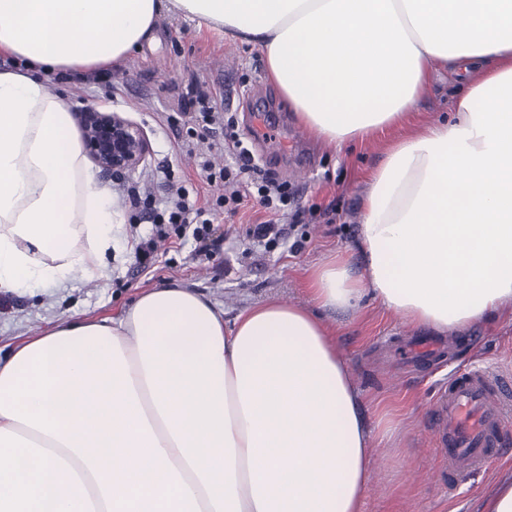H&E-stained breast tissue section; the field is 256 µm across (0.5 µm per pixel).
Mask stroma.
Listing matches in <instances>:
<instances>
[{"mask_svg": "<svg viewBox=\"0 0 512 512\" xmlns=\"http://www.w3.org/2000/svg\"><path fill=\"white\" fill-rule=\"evenodd\" d=\"M265 72L264 58L250 45L198 31L191 21L164 15L157 21L153 42L133 51L118 69L89 81L47 76L48 90L70 93L78 110L119 112L138 124L151 153L145 165L123 177L97 175L110 187L125 229L113 242L109 277L92 280L79 275L60 288L39 285L23 293L0 292L1 347L76 315H115L141 290L161 286L193 289L223 306L230 320L271 298L310 306L305 291L310 269L335 251L358 253L366 178L382 162L387 142L447 115L453 84L447 74L435 73L405 129H389L334 151L294 122ZM195 76L208 82L225 113L235 120L236 138L224 143L225 163H234L242 147L261 170L287 182L302 213L293 231L305 239L301 251L284 245L268 251L254 246L246 230L263 215L247 206L234 221H215L212 259L200 256L187 237L175 240L169 252L157 254L150 269L138 272L132 236L148 233L151 225L136 221L121 190L149 181L161 167L178 177L193 172V163L177 149V136L167 118L178 112ZM321 316L335 334L336 348L357 381L365 407L390 409L399 422L397 447L373 444L364 512H478L503 465L512 462V422L497 456L466 478L452 497L447 463L431 431L433 397L452 373L472 367L512 372V322L493 318L465 332L441 336L411 325L369 297L357 310H325Z\"/></svg>", "mask_w": 512, "mask_h": 512, "instance_id": "obj_1", "label": "stroma"}]
</instances>
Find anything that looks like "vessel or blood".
Returning a JSON list of instances; mask_svg holds the SVG:
<instances>
[{
    "instance_id": "vessel-or-blood-1",
    "label": "vessel or blood",
    "mask_w": 512,
    "mask_h": 512,
    "mask_svg": "<svg viewBox=\"0 0 512 512\" xmlns=\"http://www.w3.org/2000/svg\"><path fill=\"white\" fill-rule=\"evenodd\" d=\"M433 410L434 441L448 463L453 489L497 454L512 413V374L461 373L438 394Z\"/></svg>"
}]
</instances>
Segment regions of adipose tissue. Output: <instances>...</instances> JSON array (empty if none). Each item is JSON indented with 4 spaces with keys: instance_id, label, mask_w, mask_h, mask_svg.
<instances>
[{
    "instance_id": "adipose-tissue-1",
    "label": "adipose tissue",
    "mask_w": 512,
    "mask_h": 512,
    "mask_svg": "<svg viewBox=\"0 0 512 512\" xmlns=\"http://www.w3.org/2000/svg\"><path fill=\"white\" fill-rule=\"evenodd\" d=\"M261 50L326 146L403 125L434 67L452 114L369 172L359 268L308 276L225 322L193 289L147 288L0 356V512H363L374 438L322 309L386 310L441 334L512 320V0H0V292L107 275L122 232L46 75L117 68L161 14Z\"/></svg>"
}]
</instances>
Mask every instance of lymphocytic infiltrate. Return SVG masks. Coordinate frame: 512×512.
Returning <instances> with one entry per match:
<instances>
[{
	"label": "lymphocytic infiltrate",
	"mask_w": 512,
	"mask_h": 512,
	"mask_svg": "<svg viewBox=\"0 0 512 512\" xmlns=\"http://www.w3.org/2000/svg\"><path fill=\"white\" fill-rule=\"evenodd\" d=\"M213 94L206 82L195 79L190 83L188 97L181 100V111L175 121L182 129L177 148L190 158L196 159L198 167L208 185H224L225 191L215 199L191 194L184 181L175 179L171 173H164L162 184L163 199H156L153 193L141 186H130L124 191V197L132 208L141 209L151 214L155 224L152 237L141 240L135 247L136 259L141 269H148L149 263L161 245L170 236H192L203 243L211 234L213 213L222 211L237 215L247 198H254L266 218L247 231L254 244L272 248L283 243H290L293 250H300L304 243L291 240L289 229L281 222L280 213L287 206L290 194L286 183L278 182L272 173L254 176V190L238 189L240 175L251 174L252 167L246 153H239L236 167L224 166L217 159V144L200 148L194 141L199 125H211L219 121L220 115L213 106Z\"/></svg>",
	"instance_id": "obj_1"
}]
</instances>
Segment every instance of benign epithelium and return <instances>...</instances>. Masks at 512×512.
I'll list each match as a JSON object with an SVG mask.
<instances>
[{
  "label": "benign epithelium",
  "instance_id": "obj_1",
  "mask_svg": "<svg viewBox=\"0 0 512 512\" xmlns=\"http://www.w3.org/2000/svg\"><path fill=\"white\" fill-rule=\"evenodd\" d=\"M78 123L87 154L114 177L135 171L149 155L144 131L117 112H80Z\"/></svg>",
  "mask_w": 512,
  "mask_h": 512
}]
</instances>
